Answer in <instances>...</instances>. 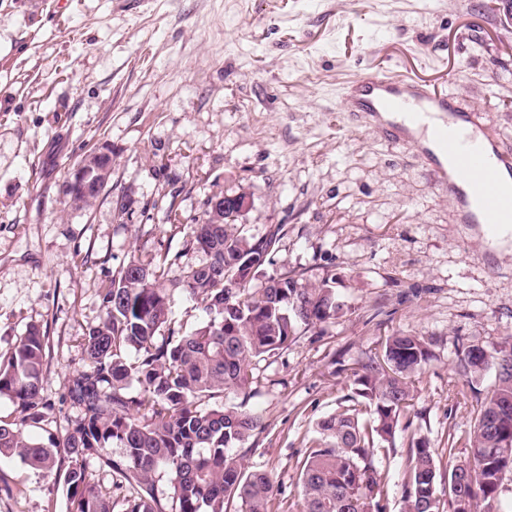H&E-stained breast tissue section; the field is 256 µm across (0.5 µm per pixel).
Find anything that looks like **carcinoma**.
<instances>
[{"label":"carcinoma","mask_w":512,"mask_h":512,"mask_svg":"<svg viewBox=\"0 0 512 512\" xmlns=\"http://www.w3.org/2000/svg\"><path fill=\"white\" fill-rule=\"evenodd\" d=\"M279 230L259 237L240 224L191 225L186 246L209 261L183 270V288L208 314L190 332L171 328L169 292L156 272L129 262L100 294L104 317L89 329L83 367L71 380L69 398L79 409L61 438L47 430L33 438L25 428L43 421L41 371L47 337L30 326L7 361L0 363V396L19 405L21 417L0 421V457H17L45 474L63 471L70 512H114L116 503L92 482L87 460L95 456L129 489L122 512H162L154 476L170 481L171 512H225L230 499L241 512H269L276 489L269 473L247 471L234 449L262 430L259 415L210 404L224 391L246 393L251 366L288 345L297 328L325 321L341 310L330 282L308 287L293 277L274 288L253 276L243 287H224V258L249 248L259 273L273 264L268 247ZM431 359L425 338L398 332L379 354L355 372L353 408L319 423L324 446L309 448L297 463L301 512H387L383 477L374 465L378 444L389 442L412 398V377ZM463 375L497 381L478 401L469 458L454 463L458 440L448 433V505L451 512H492L504 477L512 473V342L458 354ZM139 396H128L131 381ZM405 461L402 512H438L435 451L422 438L410 440ZM122 455L114 459L108 450Z\"/></svg>","instance_id":"obj_1"}]
</instances>
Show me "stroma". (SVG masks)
Instances as JSON below:
<instances>
[{
	"mask_svg": "<svg viewBox=\"0 0 512 512\" xmlns=\"http://www.w3.org/2000/svg\"><path fill=\"white\" fill-rule=\"evenodd\" d=\"M43 2L0 0V359L30 325L45 330L46 427L65 435L78 415L68 387L112 276L165 256V283L204 265L184 246L191 224L209 198L243 192L250 234L282 228L273 271L332 281L342 305L260 361L249 395L222 397L262 417L241 450L275 481L270 512H298L296 463L321 440L319 421L400 331L429 339L433 358L404 429L375 455L387 510H401L415 435L436 451L449 512L448 461L468 459L477 397L495 381L468 384L457 355L512 339V243L460 223L416 147L341 97L365 71L410 77L478 110L479 128L512 146L499 0ZM103 144L106 191L70 203V172ZM0 512H68L62 479L0 458Z\"/></svg>",
	"mask_w": 512,
	"mask_h": 512,
	"instance_id": "35a3bbf8",
	"label": "stroma"
}]
</instances>
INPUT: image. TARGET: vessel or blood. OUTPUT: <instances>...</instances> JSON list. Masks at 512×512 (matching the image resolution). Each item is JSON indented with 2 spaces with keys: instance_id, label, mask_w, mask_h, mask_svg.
<instances>
[{
  "instance_id": "vessel-or-blood-1",
  "label": "vessel or blood",
  "mask_w": 512,
  "mask_h": 512,
  "mask_svg": "<svg viewBox=\"0 0 512 512\" xmlns=\"http://www.w3.org/2000/svg\"><path fill=\"white\" fill-rule=\"evenodd\" d=\"M345 101L356 111L371 115L386 112L400 116L391 139H399L405 124L416 123L420 115L438 117L428 138L437 153L452 163L451 169L436 168L439 185L449 197L460 198L461 186H468L479 210L498 224H512V193L497 187L500 167L512 169V148L499 145L487 155L474 141L461 139L454 125L457 107L444 92L408 78L363 73L348 85Z\"/></svg>"
}]
</instances>
